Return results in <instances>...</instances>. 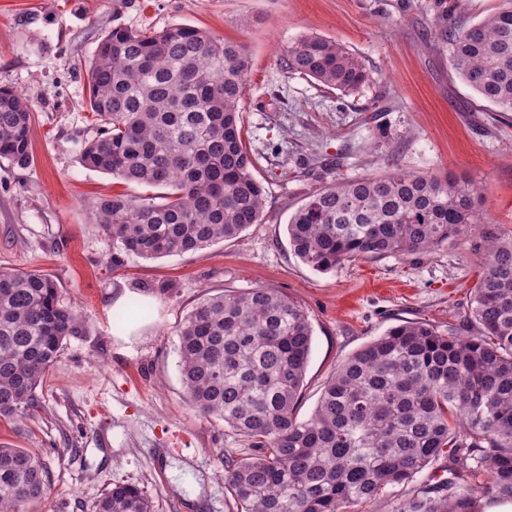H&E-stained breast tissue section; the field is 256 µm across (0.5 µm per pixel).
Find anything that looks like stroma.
Segmentation results:
<instances>
[{
	"label": "stroma",
	"instance_id": "stroma-1",
	"mask_svg": "<svg viewBox=\"0 0 512 512\" xmlns=\"http://www.w3.org/2000/svg\"><path fill=\"white\" fill-rule=\"evenodd\" d=\"M504 0H0V86L34 112L32 160L0 159V267L38 269L83 321L37 393L40 408L0 420V443L36 451L51 490L24 512H96L102 495L134 484L155 512H230L224 458L254 455L248 441L202 416L179 367L178 329L206 295L265 287L300 305L313 328L298 407L313 412L336 365L390 328L423 319L466 332L484 231L512 238V112L459 77L430 32L440 10L474 24ZM172 24L242 44L243 137L264 187L260 223L238 238L112 265V240L93 202L143 187L78 161L96 129L86 107L87 64L113 27L143 33ZM336 40L372 79L346 95L291 73L302 37ZM449 173L485 188V224L432 252L382 255L317 272L293 253L287 224L336 178ZM149 312L118 333L119 301Z\"/></svg>",
	"mask_w": 512,
	"mask_h": 512
}]
</instances>
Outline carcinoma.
<instances>
[{
  "instance_id": "cac0c4a2",
  "label": "carcinoma",
  "mask_w": 512,
  "mask_h": 512,
  "mask_svg": "<svg viewBox=\"0 0 512 512\" xmlns=\"http://www.w3.org/2000/svg\"><path fill=\"white\" fill-rule=\"evenodd\" d=\"M469 26L444 9L433 38L463 81L512 112V0ZM286 67L354 93L371 80L345 45L305 36ZM244 47L188 25L145 35L121 26L89 62L88 110L97 135L86 169L154 197L116 195L95 205L122 253L180 255L234 239L261 221L264 188L242 137L248 81ZM33 111L0 87V158L31 159ZM483 189L453 174L341 178L309 197L287 225L295 255L317 272L359 257L424 254L470 224H483ZM486 261L468 305V334L423 322L388 330L336 365L314 412L298 418L312 345L306 312L279 291L256 287L203 298L179 329L182 382L204 417L259 449L224 466L232 512H359L404 489L395 512H479L482 499H512V240L485 231ZM82 324L39 270L0 269V417L41 407L45 374ZM446 458L441 487L414 478ZM49 472L27 448L0 445V512L45 498ZM97 512H153L138 487H112Z\"/></svg>"
}]
</instances>
